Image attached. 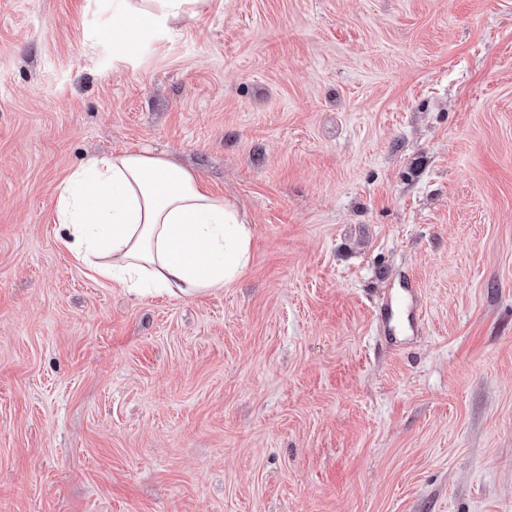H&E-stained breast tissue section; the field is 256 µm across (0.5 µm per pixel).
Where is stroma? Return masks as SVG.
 I'll use <instances>...</instances> for the list:
<instances>
[{
  "mask_svg": "<svg viewBox=\"0 0 512 512\" xmlns=\"http://www.w3.org/2000/svg\"><path fill=\"white\" fill-rule=\"evenodd\" d=\"M112 9L0 0V512H512V0H208L123 55ZM140 149L245 214L232 285L62 245Z\"/></svg>",
  "mask_w": 512,
  "mask_h": 512,
  "instance_id": "stroma-1",
  "label": "stroma"
}]
</instances>
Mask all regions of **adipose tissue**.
<instances>
[{"label": "adipose tissue", "instance_id": "adipose-tissue-1", "mask_svg": "<svg viewBox=\"0 0 512 512\" xmlns=\"http://www.w3.org/2000/svg\"><path fill=\"white\" fill-rule=\"evenodd\" d=\"M206 0H116L114 31L199 16ZM63 245L136 294L194 295L234 283L254 228L191 170L149 150L96 155L63 181Z\"/></svg>", "mask_w": 512, "mask_h": 512}]
</instances>
